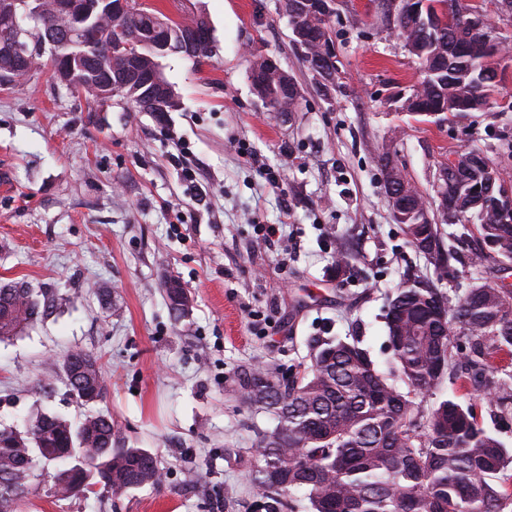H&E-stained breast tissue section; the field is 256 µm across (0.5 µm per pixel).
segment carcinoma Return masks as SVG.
I'll return each instance as SVG.
<instances>
[{
  "label": "carcinoma",
  "mask_w": 512,
  "mask_h": 512,
  "mask_svg": "<svg viewBox=\"0 0 512 512\" xmlns=\"http://www.w3.org/2000/svg\"><path fill=\"white\" fill-rule=\"evenodd\" d=\"M29 13L18 29L29 33L34 55L18 68L23 82L39 69L70 56L75 78L70 89L91 101L99 91L96 72L102 57L112 52L119 64L117 44L156 51L138 45L137 36L158 12L141 7L124 17L110 14V0H95L86 25L112 34V41L85 46L72 33L69 19L50 8L51 0H20ZM404 0H377L384 22L394 14L392 30L412 43L422 79L416 88V106L429 114L439 108L459 111L465 94L478 99L484 112L501 93L495 57L461 26L469 5L464 0H425L422 12L452 17L440 29L426 26L423 17L404 14ZM303 25L315 42L303 54L316 55V39L332 40L331 20L306 15ZM50 36L53 42H41ZM463 152L448 169V223L468 216L478 221L482 250L477 261L489 257L512 266V213L475 198L506 191L508 182L497 166L482 158L495 175L494 186L471 173ZM410 244L435 268L448 266L452 253L442 248L436 224H407ZM174 313L181 317L192 300L175 280L164 284ZM67 302L54 294L40 295L23 281L0 283V340L53 313ZM387 337L403 393L389 382L358 341L317 339L310 365L299 380L281 386L262 368L241 379L244 403L273 416L275 426L259 437L249 481L256 493L277 509L280 496L291 490L305 494L306 512H504L512 504V450L479 427L475 405L452 395L425 409L414 397L438 388L457 375L459 363L452 351L453 337L475 341L469 366L495 371L494 359L512 352V289L476 285L452 304L435 288L407 287L396 292L386 314ZM71 392L87 406L99 401L105 388L90 352L68 355L60 365ZM112 416L91 412L72 423L40 412L20 431L0 428V512H16L38 477V465L55 462V495L67 497L93 483L121 495L135 488L161 484L164 473L157 457L145 448L116 447Z\"/></svg>",
  "instance_id": "1"
}]
</instances>
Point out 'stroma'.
Returning a JSON list of instances; mask_svg holds the SVG:
<instances>
[{"instance_id": "35a3bbf8", "label": "stroma", "mask_w": 512, "mask_h": 512, "mask_svg": "<svg viewBox=\"0 0 512 512\" xmlns=\"http://www.w3.org/2000/svg\"><path fill=\"white\" fill-rule=\"evenodd\" d=\"M176 20L205 16L213 54L171 55L164 74L177 111L102 108L43 69L0 87V281H24L70 303L0 341V427L36 408L70 420L86 412L58 366L97 356L126 447L161 462L160 486L110 497L53 495L54 464L20 512H256L248 473L271 415L242 400L243 371L301 375L315 338L360 339L394 368L384 317L399 288L420 281L456 302L476 285H512V270L475 262L470 223L441 227L459 260L437 276L391 215L378 162L392 160L427 197L441 162L477 150L512 182V111L401 112L398 92L421 73L385 28L373 0H339L333 40L339 89L323 92L292 40L282 0H144ZM275 58L300 92L298 111L272 112L254 94V56ZM279 169L269 188L262 167ZM290 219L274 246L258 227ZM345 251L350 270L336 273ZM177 278L192 300L176 317L162 290ZM469 385L479 422L512 448V357Z\"/></svg>"}]
</instances>
